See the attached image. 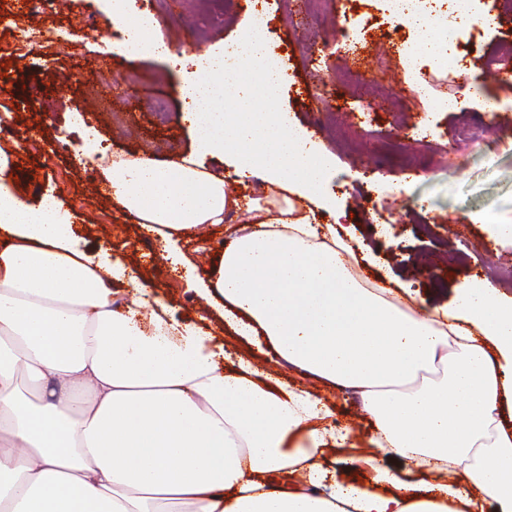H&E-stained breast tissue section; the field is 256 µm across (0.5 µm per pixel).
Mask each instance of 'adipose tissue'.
I'll return each mask as SVG.
<instances>
[{"instance_id":"ef3b65f1","label":"adipose tissue","mask_w":512,"mask_h":512,"mask_svg":"<svg viewBox=\"0 0 512 512\" xmlns=\"http://www.w3.org/2000/svg\"><path fill=\"white\" fill-rule=\"evenodd\" d=\"M105 2L126 33L120 56H166L153 22ZM406 20L421 51L468 77L456 27L427 11ZM240 40L247 61L209 56L181 88L194 153L103 160L92 145L87 157L115 210L178 265L182 238L238 204L207 159L263 178L270 195L247 202L246 225L191 282L224 300L236 335L359 396L367 482L325 466L355 438L321 397L243 358L226 368L217 327L176 318L136 269L80 251L69 214L26 203L0 150V512H512V298L475 278L451 308L412 314L392 289L363 286L346 239L317 221L339 208L334 158L280 109L264 32L246 23ZM119 284L132 289L120 308Z\"/></svg>"}]
</instances>
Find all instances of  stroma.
Listing matches in <instances>:
<instances>
[{
  "label": "stroma",
  "instance_id": "35a3bbf8",
  "mask_svg": "<svg viewBox=\"0 0 512 512\" xmlns=\"http://www.w3.org/2000/svg\"><path fill=\"white\" fill-rule=\"evenodd\" d=\"M155 9V32L174 49L169 59L125 61L112 46L119 30L106 18L100 0H62L46 14L22 16L19 0H0V146L12 150L18 168V195L38 203L50 195L73 215L81 249L105 246L140 269L154 292L177 318L198 320L210 314L206 299L161 259L160 245L135 220L115 219L112 202L93 165L80 164L84 126L81 114L115 152L158 160L188 154L193 141L182 120L188 105L179 88L196 74V57L236 42L239 24L250 15L249 0H131V12ZM267 38L283 57L282 109L336 158L331 185L345 214L323 213L319 222H342L374 264L362 265L372 283L406 290L413 310L451 303L455 288L471 278L488 280L512 296V282L498 271L512 266V241L496 237L494 226L512 224V81H482L504 101L503 109L484 112L465 79L437 71L432 54L417 59L424 88L410 81L395 48L415 31L392 10L389 0H328L324 14L303 12L298 0H266ZM55 28L59 44L46 48L22 31ZM512 28L478 24L461 27L458 41L464 65L482 73L486 63L512 70V57L498 55ZM363 41L361 55L345 53L348 40ZM453 97V111H432L430 100ZM165 101L169 117L153 112ZM374 109L366 125L358 115ZM482 121L493 135L464 144L463 127ZM398 138L419 157L407 166L388 155L385 144ZM69 149L53 159L51 143ZM239 216L223 226L205 224L181 243L197 273H207L238 227ZM437 277L427 274L428 268ZM272 376L318 393L335 411L336 424L364 436L367 422L360 405L342 389L308 377L275 355L256 354Z\"/></svg>",
  "mask_w": 512,
  "mask_h": 512
}]
</instances>
